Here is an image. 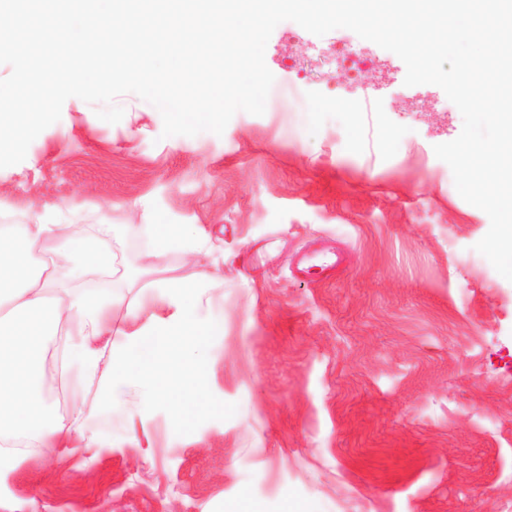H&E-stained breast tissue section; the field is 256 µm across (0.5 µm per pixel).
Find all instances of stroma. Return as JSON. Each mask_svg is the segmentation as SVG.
Masks as SVG:
<instances>
[{"instance_id": "obj_1", "label": "stroma", "mask_w": 512, "mask_h": 512, "mask_svg": "<svg viewBox=\"0 0 512 512\" xmlns=\"http://www.w3.org/2000/svg\"><path fill=\"white\" fill-rule=\"evenodd\" d=\"M288 22L267 67L281 94L222 135L163 137L137 95L122 120L66 100L19 164L0 168L1 224L73 213L72 237L100 224L204 228L199 253L141 259L112 306L113 330L162 315L156 287L205 282L210 407L143 413L148 380L96 417L99 447L41 448L0 478V512H502L512 504V282L475 249L490 219L457 192L435 145L463 122L438 86L404 84L378 49L363 85L375 111L303 126L319 100L328 41ZM315 75L297 82L298 69ZM77 337L53 336L46 392L68 413Z\"/></svg>"}]
</instances>
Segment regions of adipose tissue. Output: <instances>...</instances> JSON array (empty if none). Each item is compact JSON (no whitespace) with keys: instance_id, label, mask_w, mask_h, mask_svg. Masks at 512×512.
Wrapping results in <instances>:
<instances>
[{"instance_id":"obj_1","label":"adipose tissue","mask_w":512,"mask_h":512,"mask_svg":"<svg viewBox=\"0 0 512 512\" xmlns=\"http://www.w3.org/2000/svg\"><path fill=\"white\" fill-rule=\"evenodd\" d=\"M68 221L50 206L35 223L0 225V473L20 465L24 448L75 439L85 448L99 444L84 400L74 399L69 412L59 414L44 386L42 350L65 322L78 331L82 378L104 387L97 411H114L116 393L139 378L134 361L145 336L152 348L147 409L168 407L177 397L198 411L209 408L208 366L196 355L209 331L198 316L207 284L159 285L165 315L120 337L112 335L111 318L119 291L140 270L139 259L172 250L196 253L201 235L181 224H101L93 237L71 238L64 234ZM35 250L63 252L71 282L61 281L52 265H32ZM107 267L111 287L80 286L88 269Z\"/></svg>"}]
</instances>
